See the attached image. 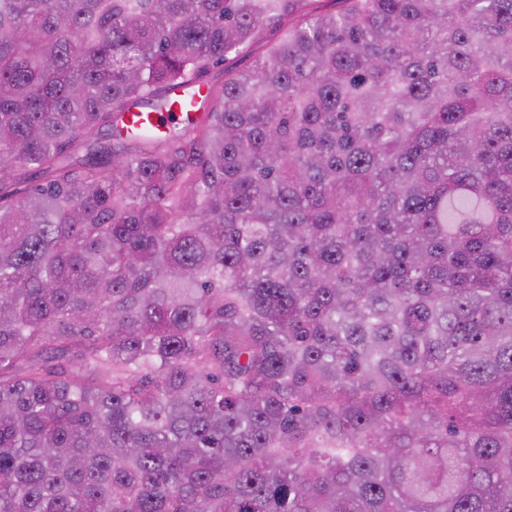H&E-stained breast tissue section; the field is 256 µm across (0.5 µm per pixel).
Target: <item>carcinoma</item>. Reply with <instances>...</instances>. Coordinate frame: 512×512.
<instances>
[{
	"label": "carcinoma",
	"instance_id": "carcinoma-1",
	"mask_svg": "<svg viewBox=\"0 0 512 512\" xmlns=\"http://www.w3.org/2000/svg\"><path fill=\"white\" fill-rule=\"evenodd\" d=\"M315 2L0 0V512H512V0ZM282 34V29L275 26H265L260 32V35L253 45L251 51L241 55H230L220 64L212 68L207 80L212 78L221 77L223 72H245L252 68L254 60L261 55L270 45L276 43ZM200 93L201 88L196 89L193 95L182 90L175 91L171 94L172 103L166 111L148 112L133 109L132 112H126L125 120L128 125H133L137 129L144 127L155 133H162L182 123L189 115H193L191 107L194 106V100Z\"/></svg>",
	"mask_w": 512,
	"mask_h": 512
}]
</instances>
